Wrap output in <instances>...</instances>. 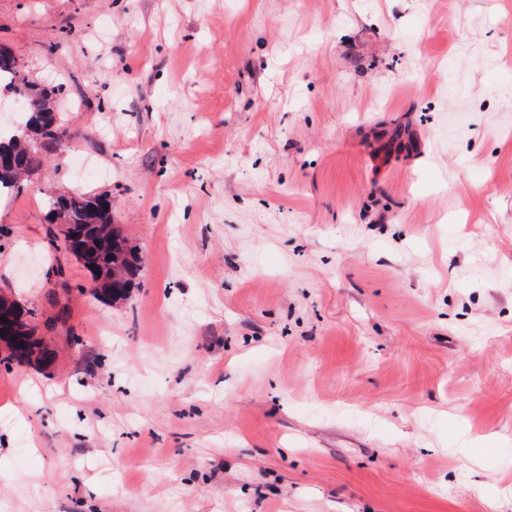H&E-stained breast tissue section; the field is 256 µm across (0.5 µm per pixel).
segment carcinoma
<instances>
[{
	"instance_id": "1",
	"label": "carcinoma",
	"mask_w": 512,
	"mask_h": 512,
	"mask_svg": "<svg viewBox=\"0 0 512 512\" xmlns=\"http://www.w3.org/2000/svg\"><path fill=\"white\" fill-rule=\"evenodd\" d=\"M56 91L54 86L39 87L31 82L17 59L0 48V94L7 92L18 96L26 105L22 122L7 131L0 128V156L5 158V162H0V192L18 186L22 177L33 168L38 148L50 149L62 139L63 132L57 124L53 108ZM99 199L98 195L90 196L79 191L61 194L53 198L52 211L63 216L68 224L86 225L92 217L91 207ZM110 234L112 247L109 248L99 244L97 228L92 226L85 233L96 269L106 274V278L102 279L106 293L113 292L108 276L112 275L114 267L123 268L126 280L131 285L135 284L141 268L139 256L123 249L127 237L121 227L112 225ZM22 315L26 316L28 312L18 302L4 295L0 297V317L6 318V321L0 322L4 335H13V322ZM25 327L26 330L15 337L10 354L0 359V364L8 368L13 365L23 367L32 365L34 361L39 363L45 360L49 351L38 336V326L29 320Z\"/></svg>"
}]
</instances>
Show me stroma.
<instances>
[{
  "mask_svg": "<svg viewBox=\"0 0 512 512\" xmlns=\"http://www.w3.org/2000/svg\"><path fill=\"white\" fill-rule=\"evenodd\" d=\"M0 47L65 130L0 198L55 321L0 512H512V0H0ZM76 190L124 303L51 244ZM105 195L90 196L85 193L75 191L69 194H61L53 198L52 211L54 214L62 215L66 224L88 225L89 218L92 214H96L98 219L102 222L100 224H111L110 218L107 216L108 212L97 214L92 212L91 207L95 206L98 200ZM109 234H112V250L99 244V234L96 227L91 226L85 233V238L91 245L92 258L96 264V269L97 271L104 270L106 275L112 277L114 267L121 266L127 282L134 285L140 272L141 260L138 255L123 249V243L128 242V239L118 224H112V230L107 235Z\"/></svg>",
  "mask_w": 512,
  "mask_h": 512,
  "instance_id": "obj_1",
  "label": "stroma"
}]
</instances>
